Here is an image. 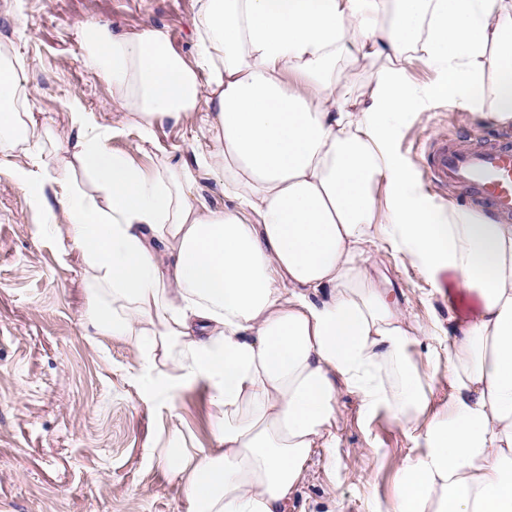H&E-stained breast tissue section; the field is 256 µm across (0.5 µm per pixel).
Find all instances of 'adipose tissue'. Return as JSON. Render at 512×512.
<instances>
[{
  "instance_id": "1",
  "label": "adipose tissue",
  "mask_w": 512,
  "mask_h": 512,
  "mask_svg": "<svg viewBox=\"0 0 512 512\" xmlns=\"http://www.w3.org/2000/svg\"><path fill=\"white\" fill-rule=\"evenodd\" d=\"M195 33L190 62L153 26L80 31L143 140L207 103L193 164L142 170L76 100L71 156L15 173L108 287L109 313L89 298L94 332L166 362L163 386H210L215 447L168 463L185 512H288L313 449L334 446L343 389L417 434L375 512H512V225L430 201L393 148L395 117L428 100L512 123V0H198ZM412 49L436 83L407 79ZM341 61L368 73V105L337 81ZM31 107L21 68L1 67V152L53 139ZM201 172L232 206L196 195ZM380 235L476 292L447 356L372 276L363 247ZM441 370L453 394L432 417Z\"/></svg>"
}]
</instances>
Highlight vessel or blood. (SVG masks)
Here are the masks:
<instances>
[{
  "label": "vessel or blood",
  "instance_id": "vessel-or-blood-1",
  "mask_svg": "<svg viewBox=\"0 0 512 512\" xmlns=\"http://www.w3.org/2000/svg\"><path fill=\"white\" fill-rule=\"evenodd\" d=\"M426 163L437 186L453 188L465 199H479L500 219H512V142L463 146L438 139Z\"/></svg>",
  "mask_w": 512,
  "mask_h": 512
}]
</instances>
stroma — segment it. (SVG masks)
<instances>
[{"mask_svg": "<svg viewBox=\"0 0 512 512\" xmlns=\"http://www.w3.org/2000/svg\"><path fill=\"white\" fill-rule=\"evenodd\" d=\"M197 0H0V45L23 67L37 118L71 136L68 107L80 97L116 130L108 145L148 168L159 159L191 162L205 144L201 118L165 125L149 142L118 126L111 85L83 63L82 23L132 34L164 28L172 48L195 55ZM394 148L428 198L463 206L424 169L432 138L464 144L508 132L478 115L432 100L396 120ZM50 146L0 152V512H184L179 478L166 467L211 448L216 410L205 382L151 391L158 368L138 362L124 340L87 326L92 288L64 231L47 228L13 171L52 163ZM371 273L412 322L430 330L438 351L471 322L478 303L453 278L435 284L382 237L366 246ZM359 400L341 393L333 452L315 449L295 489L292 512H372L392 501L395 475L416 439L391 417L365 419Z\"/></svg>", "mask_w": 512, "mask_h": 512, "instance_id": "35a3bbf8", "label": "stroma"}]
</instances>
